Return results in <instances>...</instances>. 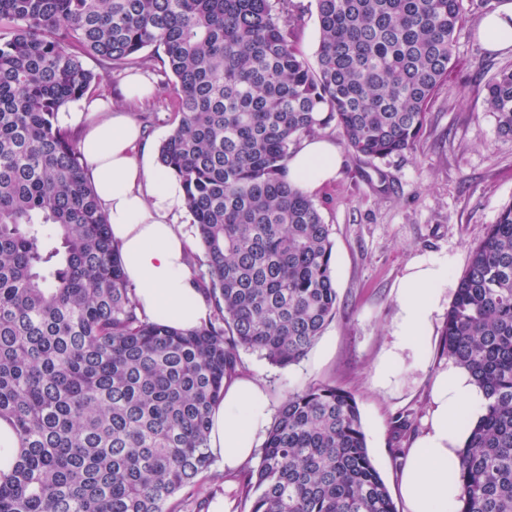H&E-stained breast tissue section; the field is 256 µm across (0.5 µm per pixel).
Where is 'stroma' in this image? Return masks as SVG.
Segmentation results:
<instances>
[{
    "instance_id": "1",
    "label": "stroma",
    "mask_w": 512,
    "mask_h": 512,
    "mask_svg": "<svg viewBox=\"0 0 512 512\" xmlns=\"http://www.w3.org/2000/svg\"><path fill=\"white\" fill-rule=\"evenodd\" d=\"M481 18L469 15L458 32L455 64L414 149L375 162L345 154L339 177L315 197L332 229L335 319L298 364L282 368L258 354H240L244 371L266 382L274 404L308 386L349 392L369 455L391 489L405 448L424 425L433 374L449 361L435 344L427 372L404 367L386 390L374 388L395 312L394 285L409 260L423 253L448 255L454 277H462L471 247L512 202V139L498 136L478 94L501 70L512 69V53L484 48L477 37ZM161 69L153 59L144 71L153 98L129 108L156 146L172 131L175 111Z\"/></svg>"
}]
</instances>
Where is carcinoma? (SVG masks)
Instances as JSON below:
<instances>
[{"label": "carcinoma", "instance_id": "obj_1", "mask_svg": "<svg viewBox=\"0 0 512 512\" xmlns=\"http://www.w3.org/2000/svg\"><path fill=\"white\" fill-rule=\"evenodd\" d=\"M309 61L274 0H0V420L19 438L0 512H178L212 465L209 411L241 349L299 363L336 317L333 242L285 178L291 146L336 124L370 161L410 150L448 79L464 0H316ZM162 51L176 100L158 163L184 188L213 312L181 331L138 313L67 104L87 69ZM512 139V70L482 88ZM488 399L461 452L457 512H512V203L471 247L442 333ZM250 512H397L355 398L286 397Z\"/></svg>", "mask_w": 512, "mask_h": 512}]
</instances>
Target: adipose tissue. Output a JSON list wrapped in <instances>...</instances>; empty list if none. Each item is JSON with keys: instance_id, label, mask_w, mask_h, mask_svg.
I'll use <instances>...</instances> for the list:
<instances>
[{"instance_id": "1", "label": "adipose tissue", "mask_w": 512, "mask_h": 512, "mask_svg": "<svg viewBox=\"0 0 512 512\" xmlns=\"http://www.w3.org/2000/svg\"><path fill=\"white\" fill-rule=\"evenodd\" d=\"M479 35L490 52L512 53V0L484 16ZM67 121L81 134L87 176L108 217L123 271L136 286L141 314L182 330L196 327L208 307L187 262L194 238L176 221L185 202L178 177L155 162L149 139L126 109L96 99L80 103ZM342 164L335 144L313 136L290 158L287 179L311 196L336 178ZM456 289L448 256L423 254L409 261L396 286L388 347L375 369L378 387H387L404 363L427 370L435 327ZM485 404L484 392L455 363L435 374L424 428L399 471L404 512H455L461 485L452 475ZM272 412L261 379L240 375L225 381L210 415L209 450L226 473L254 458Z\"/></svg>"}]
</instances>
